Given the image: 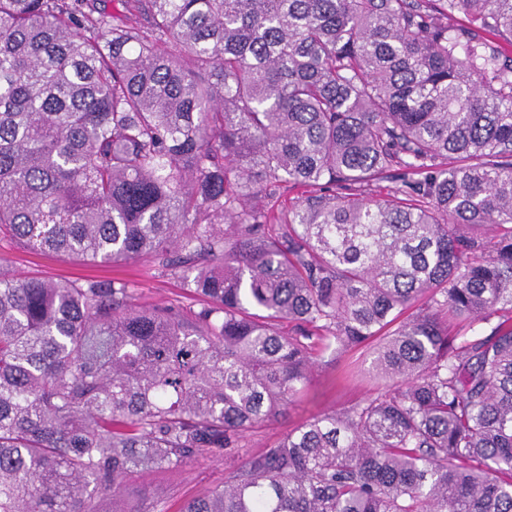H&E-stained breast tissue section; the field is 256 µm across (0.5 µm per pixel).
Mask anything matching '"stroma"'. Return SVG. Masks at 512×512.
Instances as JSON below:
<instances>
[{"label":"stroma","mask_w":512,"mask_h":512,"mask_svg":"<svg viewBox=\"0 0 512 512\" xmlns=\"http://www.w3.org/2000/svg\"><path fill=\"white\" fill-rule=\"evenodd\" d=\"M0 258L18 277L38 275L69 280L119 279L132 283L137 305L148 307L171 302L194 310L199 307V301L189 284L165 275L148 258L118 265L94 266L50 252L25 249L6 241L0 242ZM350 366L369 369L368 351L355 350L337 361L324 358L315 366L301 398L290 405L286 414L277 421L248 431L240 448L220 450L207 459L180 468H163L136 476L128 483L122 496L123 502L146 505L161 499L166 503L167 512H178L185 500L222 485L225 478L246 459L282 438L288 431L316 415L341 408L372 393L373 386L365 378L337 384V375Z\"/></svg>","instance_id":"1"}]
</instances>
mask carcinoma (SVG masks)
Listing matches in <instances>:
<instances>
[{
	"instance_id": "obj_1",
	"label": "carcinoma",
	"mask_w": 512,
	"mask_h": 512,
	"mask_svg": "<svg viewBox=\"0 0 512 512\" xmlns=\"http://www.w3.org/2000/svg\"><path fill=\"white\" fill-rule=\"evenodd\" d=\"M118 2L0 0V241L205 303L0 272V512H100L367 344L381 389L181 512H512V0ZM17 277L38 275L47 278L119 279L129 281L135 289V303L148 307L160 303H174L183 308L197 310L198 299L186 282L165 275L151 259L134 262L94 266L71 261L51 252L21 248L12 243L0 242V258Z\"/></svg>"
}]
</instances>
